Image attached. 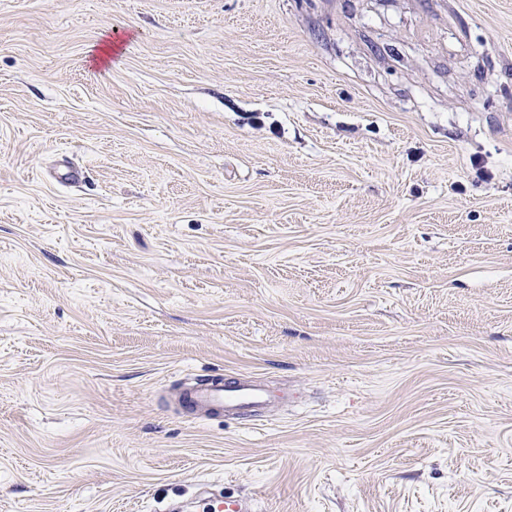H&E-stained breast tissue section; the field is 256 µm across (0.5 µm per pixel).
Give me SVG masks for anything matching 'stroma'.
<instances>
[{
  "label": "stroma",
  "instance_id": "1",
  "mask_svg": "<svg viewBox=\"0 0 512 512\" xmlns=\"http://www.w3.org/2000/svg\"><path fill=\"white\" fill-rule=\"evenodd\" d=\"M204 489L512 512V0H0V512ZM179 398L182 407L196 418L223 416L237 420L281 396L257 380L236 373L187 385Z\"/></svg>",
  "mask_w": 512,
  "mask_h": 512
}]
</instances>
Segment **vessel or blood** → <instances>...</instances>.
<instances>
[{
    "label": "vessel or blood",
    "instance_id": "obj_1",
    "mask_svg": "<svg viewBox=\"0 0 512 512\" xmlns=\"http://www.w3.org/2000/svg\"><path fill=\"white\" fill-rule=\"evenodd\" d=\"M277 395L251 377L236 373L202 379L187 385L180 393V403L198 418L224 417L236 420L276 400ZM202 512H254L250 497L224 495L201 501Z\"/></svg>",
    "mask_w": 512,
    "mask_h": 512
}]
</instances>
